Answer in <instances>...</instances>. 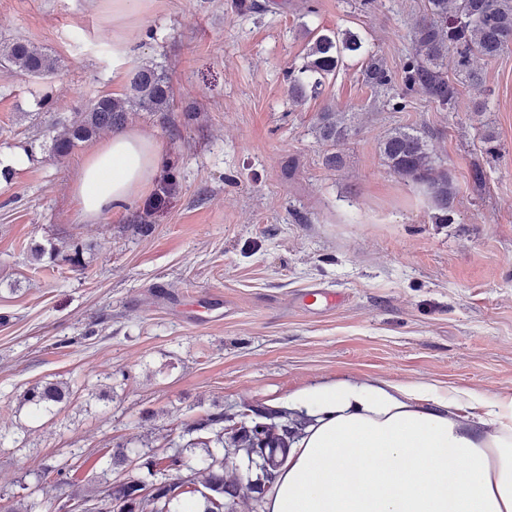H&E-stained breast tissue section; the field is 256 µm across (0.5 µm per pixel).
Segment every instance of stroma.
<instances>
[{"label": "stroma", "mask_w": 512, "mask_h": 512, "mask_svg": "<svg viewBox=\"0 0 512 512\" xmlns=\"http://www.w3.org/2000/svg\"><path fill=\"white\" fill-rule=\"evenodd\" d=\"M234 2L133 0L132 62L166 70L174 107L128 113L159 147V176L131 208L87 222L71 185L89 143L64 158L42 145L90 97L125 92L112 13L0 0V42L60 60L44 110L31 77L0 74V155L39 143L0 176V512H57L67 491L36 481L43 466L72 467L89 496L116 443L159 453L208 412L278 411L322 383L512 394V51L475 60L482 86L459 85L450 111L419 94L398 107L400 85L373 90L359 59L294 108L286 73L306 61L305 28L359 32L398 76L425 0ZM328 104L354 128L337 145L317 133ZM399 127L424 132L447 169V223L389 169L380 147ZM38 244L60 253L34 260ZM313 284L345 291L346 305L295 307ZM184 294L222 299V318L179 313ZM48 380L72 399L33 414L22 395Z\"/></svg>", "instance_id": "stroma-1"}]
</instances>
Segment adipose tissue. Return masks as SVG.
Returning a JSON list of instances; mask_svg holds the SVG:
<instances>
[{"label":"adipose tissue","instance_id":"1","mask_svg":"<svg viewBox=\"0 0 512 512\" xmlns=\"http://www.w3.org/2000/svg\"><path fill=\"white\" fill-rule=\"evenodd\" d=\"M159 161L157 143L134 129L93 147L72 185L83 219L132 206ZM288 407L309 422L265 512H512V394L343 382Z\"/></svg>","mask_w":512,"mask_h":512}]
</instances>
